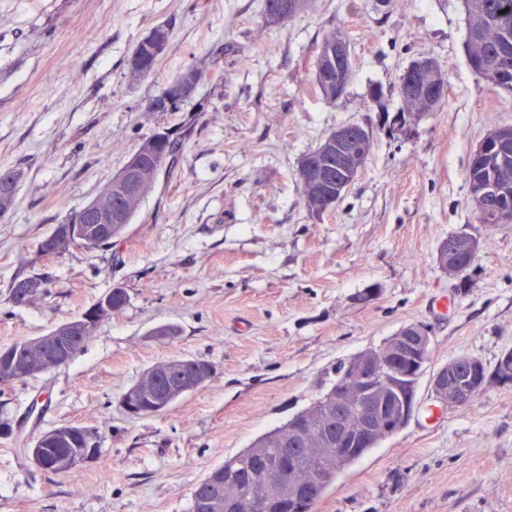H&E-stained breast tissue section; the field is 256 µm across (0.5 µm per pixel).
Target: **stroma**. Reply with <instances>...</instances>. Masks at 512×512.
I'll return each instance as SVG.
<instances>
[{
  "label": "stroma",
  "mask_w": 512,
  "mask_h": 512,
  "mask_svg": "<svg viewBox=\"0 0 512 512\" xmlns=\"http://www.w3.org/2000/svg\"><path fill=\"white\" fill-rule=\"evenodd\" d=\"M170 41L151 75L126 60L154 25ZM350 46L344 97L313 92L330 31ZM463 0H310L278 25L262 0H0V169L22 175L0 218V347L39 336L110 288L128 303L83 353L0 388V512H191L195 483L320 398L340 361L426 325L431 359L405 428L330 486L316 512H512V384L490 379L469 406L434 399V371L457 354L495 369L512 350V223H479L465 169L512 94L466 59ZM434 57L443 106L391 132L408 64ZM205 77L180 112L147 100L183 72ZM384 96L370 98L372 86ZM196 111L179 162L162 172L109 249L38 257L37 244L91 202L143 138ZM372 129L374 148L343 199L316 215L297 161L337 126ZM454 234L479 240L451 278L437 264ZM44 295L9 301L13 280ZM177 327L170 340L152 335ZM212 365L208 384L166 411L128 417L119 399L173 358ZM62 424L100 453L61 474L21 466L16 449Z\"/></svg>",
  "instance_id": "stroma-1"
}]
</instances>
